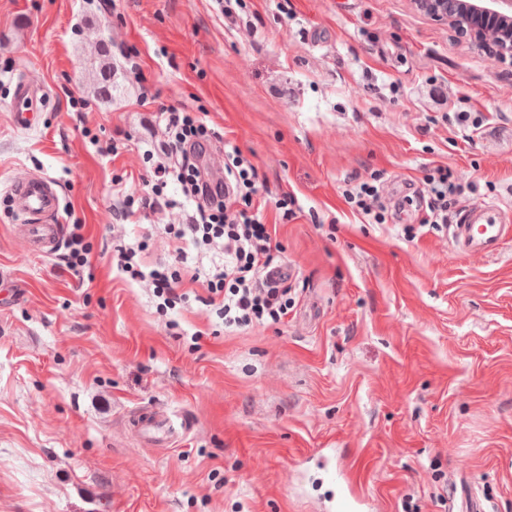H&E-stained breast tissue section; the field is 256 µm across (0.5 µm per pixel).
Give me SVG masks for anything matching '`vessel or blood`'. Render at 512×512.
I'll return each mask as SVG.
<instances>
[{
  "label": "vessel or blood",
  "mask_w": 512,
  "mask_h": 512,
  "mask_svg": "<svg viewBox=\"0 0 512 512\" xmlns=\"http://www.w3.org/2000/svg\"><path fill=\"white\" fill-rule=\"evenodd\" d=\"M40 92V86L29 79L16 82L12 110L18 123H31L38 109ZM9 197L13 212L25 219L21 230L35 251L44 254L52 252L59 235L56 218L61 208V197L55 184L47 178L34 176L13 184ZM511 233L512 226L505 223L501 207L494 202L485 204L478 211H464L456 223L448 227L450 239L464 253H495L505 236ZM192 425V417L185 413L155 414L139 422L147 435L166 439L178 436Z\"/></svg>",
  "instance_id": "1"
}]
</instances>
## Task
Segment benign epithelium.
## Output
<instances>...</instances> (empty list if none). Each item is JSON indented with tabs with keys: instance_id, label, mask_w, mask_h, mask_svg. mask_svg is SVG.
<instances>
[{
	"instance_id": "7a95c632",
	"label": "benign epithelium",
	"mask_w": 512,
	"mask_h": 512,
	"mask_svg": "<svg viewBox=\"0 0 512 512\" xmlns=\"http://www.w3.org/2000/svg\"><path fill=\"white\" fill-rule=\"evenodd\" d=\"M459 0H412L415 9L431 19L454 28L462 38L478 48L488 49L490 57L505 62L512 60V37L490 38L489 23L512 15V0H487L485 5L468 12L461 11Z\"/></svg>"
}]
</instances>
